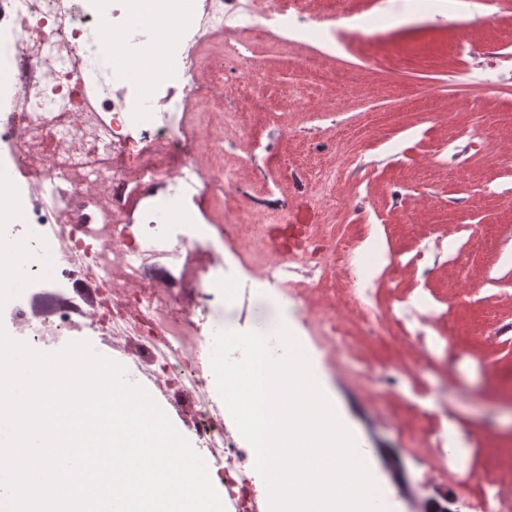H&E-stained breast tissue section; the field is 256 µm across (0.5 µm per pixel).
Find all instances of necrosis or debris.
<instances>
[{"label": "necrosis or debris", "mask_w": 512, "mask_h": 512, "mask_svg": "<svg viewBox=\"0 0 512 512\" xmlns=\"http://www.w3.org/2000/svg\"><path fill=\"white\" fill-rule=\"evenodd\" d=\"M306 0H0V303L16 335L43 351L86 330L139 337L151 357L143 375L160 390L177 387L197 403L200 447L214 461L225 500L248 502L255 483L226 408L211 388L215 333L252 313L271 331L300 307L328 353L349 347L348 321L373 342L411 348L394 333L395 302L371 306L355 274L356 242L308 232L300 247L275 246L268 225L291 219L287 204L240 214L226 194L239 191L238 167L224 162L227 130L247 134L266 80L259 55L239 42L288 29ZM289 30V29H288ZM112 44L109 60L82 66L88 35ZM223 35L224 61L247 89V109L224 106L220 76L205 78L201 49ZM351 131L331 139V163L314 174L329 224L342 223V187L352 164ZM208 196L219 209L199 223L193 207ZM232 248L243 268H224ZM165 260L169 275L150 267ZM104 289L98 313L75 323L62 305L27 319V289L57 276ZM270 295L259 302L256 290Z\"/></svg>", "instance_id": "1"}]
</instances>
